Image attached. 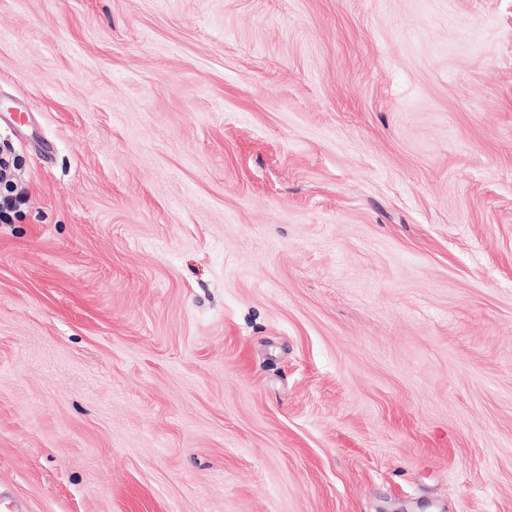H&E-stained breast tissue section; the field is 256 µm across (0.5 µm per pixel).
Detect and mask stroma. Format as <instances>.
<instances>
[{"instance_id":"stroma-1","label":"stroma","mask_w":512,"mask_h":512,"mask_svg":"<svg viewBox=\"0 0 512 512\" xmlns=\"http://www.w3.org/2000/svg\"><path fill=\"white\" fill-rule=\"evenodd\" d=\"M15 512H512V0H0Z\"/></svg>"}]
</instances>
